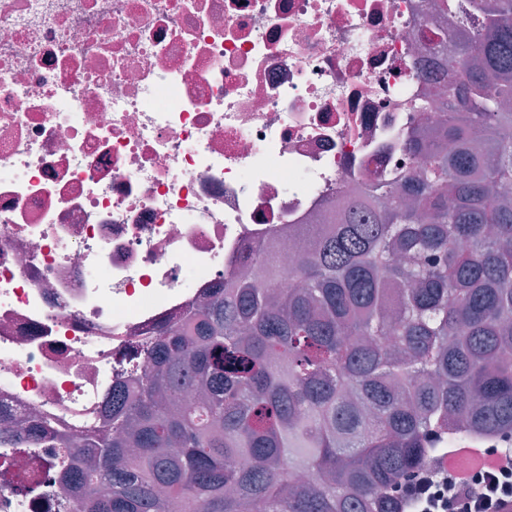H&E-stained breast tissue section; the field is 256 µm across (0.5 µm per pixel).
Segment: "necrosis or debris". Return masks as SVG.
I'll return each instance as SVG.
<instances>
[{
  "label": "necrosis or debris",
  "instance_id": "necrosis-or-debris-1",
  "mask_svg": "<svg viewBox=\"0 0 512 512\" xmlns=\"http://www.w3.org/2000/svg\"><path fill=\"white\" fill-rule=\"evenodd\" d=\"M469 0H0V417L80 443L149 333L214 288L282 270L295 235L332 224L421 157V110ZM459 439L421 469L480 474ZM63 450L0 439V512H58Z\"/></svg>",
  "mask_w": 512,
  "mask_h": 512
}]
</instances>
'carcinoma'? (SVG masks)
<instances>
[{
	"instance_id": "obj_1",
	"label": "carcinoma",
	"mask_w": 512,
	"mask_h": 512,
	"mask_svg": "<svg viewBox=\"0 0 512 512\" xmlns=\"http://www.w3.org/2000/svg\"><path fill=\"white\" fill-rule=\"evenodd\" d=\"M480 11L448 46L445 119L405 142L425 165L304 228L293 287L265 243L269 287L227 281L156 329L59 512H401L437 441L512 437V0ZM47 437L78 451L42 425L15 447Z\"/></svg>"
}]
</instances>
